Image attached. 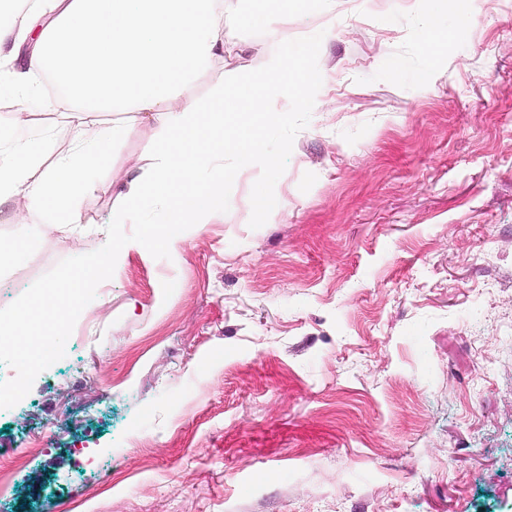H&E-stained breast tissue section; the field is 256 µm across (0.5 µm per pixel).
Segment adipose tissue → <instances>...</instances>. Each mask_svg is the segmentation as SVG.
<instances>
[{
	"label": "adipose tissue",
	"instance_id": "1",
	"mask_svg": "<svg viewBox=\"0 0 512 512\" xmlns=\"http://www.w3.org/2000/svg\"><path fill=\"white\" fill-rule=\"evenodd\" d=\"M255 20L241 0H0V99L16 105L0 114V203L26 200L53 213L59 229L79 224L72 202L95 191L91 169L135 130L98 116L130 113L158 121L160 130L150 163L113 193L109 221L134 223L147 202L165 214L110 252L84 257L0 321V341L18 363L42 361L47 337L74 319L85 288L119 275L121 254L178 248L186 226L207 223L223 207L226 180L256 160L276 165L265 138L278 118L273 102L316 80L308 51L293 60L271 56L258 73L219 81L206 97L191 92L223 57L227 24L247 28ZM44 72L78 105L69 115L73 148L64 154L49 141L14 136L25 103L51 105L38 82Z\"/></svg>",
	"mask_w": 512,
	"mask_h": 512
}]
</instances>
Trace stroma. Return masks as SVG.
<instances>
[{
	"label": "stroma",
	"instance_id": "stroma-1",
	"mask_svg": "<svg viewBox=\"0 0 512 512\" xmlns=\"http://www.w3.org/2000/svg\"><path fill=\"white\" fill-rule=\"evenodd\" d=\"M429 8L314 0L228 30L196 94L305 45L318 78L274 105L276 166L87 288L65 356L0 359V453L22 458L0 512H512V0H472L426 55ZM68 111L17 135L66 149ZM155 143L146 121L114 146L82 235L0 206V242L34 250L0 254V319L140 232L107 218Z\"/></svg>",
	"mask_w": 512,
	"mask_h": 512
}]
</instances>
